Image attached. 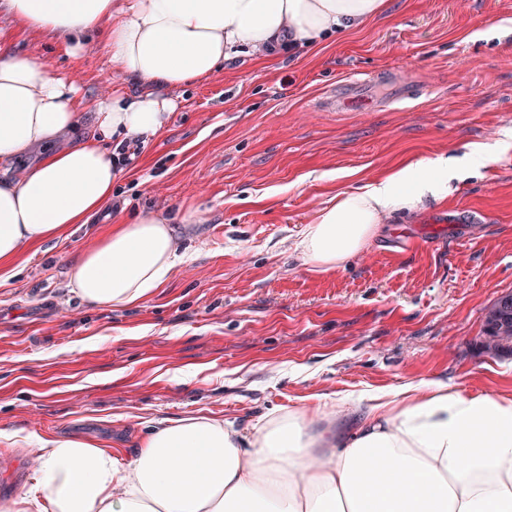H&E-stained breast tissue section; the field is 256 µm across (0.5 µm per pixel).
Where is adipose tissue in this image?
I'll return each mask as SVG.
<instances>
[{"label":"adipose tissue","instance_id":"ef3b65f1","mask_svg":"<svg viewBox=\"0 0 512 512\" xmlns=\"http://www.w3.org/2000/svg\"><path fill=\"white\" fill-rule=\"evenodd\" d=\"M386 0H0L25 27L60 38L104 29L114 69L142 87L94 101L96 132L53 143L81 121L74 79L0 47V165L38 148L22 182L0 181V280L26 253L68 237L112 200L125 141H149L177 103L172 90L224 61L317 49L382 15ZM453 159L405 166L336 194L294 241L320 272L341 268L397 210L444 189ZM184 260L169 218H118L78 252L67 286L91 308L146 302ZM33 485L0 512H512V395L432 382L377 404L273 413L250 427L207 416L168 420L121 460L77 437L35 438Z\"/></svg>","mask_w":512,"mask_h":512}]
</instances>
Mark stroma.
<instances>
[{
    "label": "stroma",
    "mask_w": 512,
    "mask_h": 512,
    "mask_svg": "<svg viewBox=\"0 0 512 512\" xmlns=\"http://www.w3.org/2000/svg\"><path fill=\"white\" fill-rule=\"evenodd\" d=\"M316 55L231 60L175 90L166 129L117 185L115 207L0 282V506L26 492V436H78L135 455L150 422L252 425L328 397L344 405L441 382L512 393V354L482 346L487 308L512 291V0H388ZM14 51L73 76L87 102L122 82L102 31L69 44L0 13ZM406 74L422 94L382 112H330L345 80ZM496 146L493 159L473 156ZM440 155L446 195L390 214L343 268L290 245L326 200ZM176 221L190 259L127 309L90 308L70 263L119 209ZM198 221L182 223L186 212Z\"/></svg>",
    "instance_id": "1"
}]
</instances>
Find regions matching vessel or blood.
Returning <instances> with one entry per match:
<instances>
[{"instance_id":"b4317fda","label":"vessel or blood","mask_w":512,"mask_h":512,"mask_svg":"<svg viewBox=\"0 0 512 512\" xmlns=\"http://www.w3.org/2000/svg\"><path fill=\"white\" fill-rule=\"evenodd\" d=\"M378 78L350 79L325 97L323 106L331 112H371L414 99L420 93L416 84L402 79L378 92Z\"/></svg>"}]
</instances>
